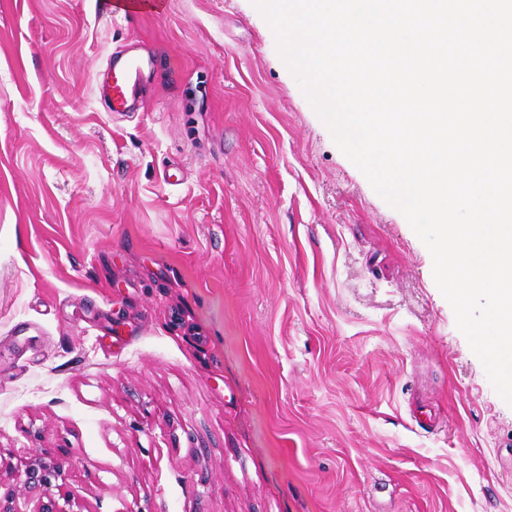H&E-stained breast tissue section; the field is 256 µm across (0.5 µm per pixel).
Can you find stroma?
Segmentation results:
<instances>
[{"label": "stroma", "instance_id": "stroma-1", "mask_svg": "<svg viewBox=\"0 0 512 512\" xmlns=\"http://www.w3.org/2000/svg\"><path fill=\"white\" fill-rule=\"evenodd\" d=\"M102 9L0 0V493L62 446L81 512H512V404L252 0ZM154 67L155 60L151 55L126 56L116 58L112 64V79L110 84L111 111L126 112L128 102L134 94L144 67Z\"/></svg>", "mask_w": 512, "mask_h": 512}]
</instances>
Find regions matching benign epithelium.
<instances>
[{
	"label": "benign epithelium",
	"mask_w": 512,
	"mask_h": 512,
	"mask_svg": "<svg viewBox=\"0 0 512 512\" xmlns=\"http://www.w3.org/2000/svg\"><path fill=\"white\" fill-rule=\"evenodd\" d=\"M23 487L37 498V512H76L74 495L66 489V472L60 451L46 449L25 462Z\"/></svg>",
	"instance_id": "7a95c632"
}]
</instances>
